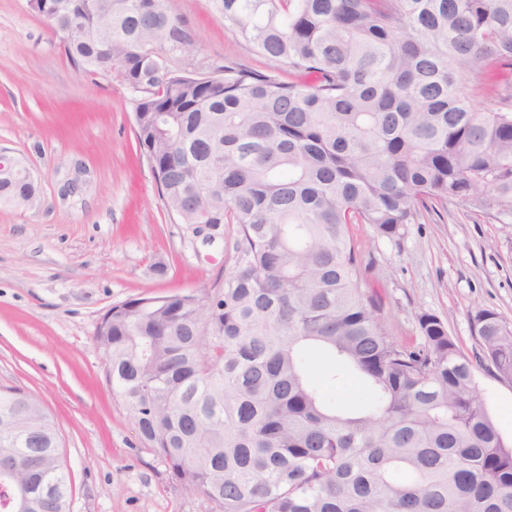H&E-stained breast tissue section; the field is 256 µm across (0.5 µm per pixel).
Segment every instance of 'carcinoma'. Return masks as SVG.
Here are the masks:
<instances>
[{"label":"carcinoma","mask_w":512,"mask_h":512,"mask_svg":"<svg viewBox=\"0 0 512 512\" xmlns=\"http://www.w3.org/2000/svg\"><path fill=\"white\" fill-rule=\"evenodd\" d=\"M31 4L89 73L142 93L135 136L167 211L235 225L224 284L112 305L96 328L143 444L221 512H512V447L438 315L389 332L352 224L395 237L434 201L512 218V0H214L270 71L178 74L196 48L174 0ZM491 105L479 111L473 91ZM35 182L0 177V204ZM473 327L512 380V326ZM324 359L311 377L310 354ZM363 383L346 410L324 384ZM58 431L0 385V512H70Z\"/></svg>","instance_id":"obj_1"}]
</instances>
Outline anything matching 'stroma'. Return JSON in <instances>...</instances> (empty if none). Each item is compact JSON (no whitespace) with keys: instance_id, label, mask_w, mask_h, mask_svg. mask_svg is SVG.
<instances>
[{"instance_id":"stroma-1","label":"stroma","mask_w":512,"mask_h":512,"mask_svg":"<svg viewBox=\"0 0 512 512\" xmlns=\"http://www.w3.org/2000/svg\"><path fill=\"white\" fill-rule=\"evenodd\" d=\"M177 9L197 47L166 56L170 70H267L212 0H178ZM136 99L116 76L79 72L29 0H0V148L22 158L38 185L31 206L0 205V384L38 396L52 418L71 512H218L144 447L93 341L112 304L209 291L233 266V225L204 247L192 225L165 209L136 143ZM77 175L76 193L64 194ZM351 234L393 335L417 341L418 314L441 316L511 446L512 380L483 360L472 318L490 309L512 325V220L432 205L398 237L368 224L352 225Z\"/></svg>"}]
</instances>
